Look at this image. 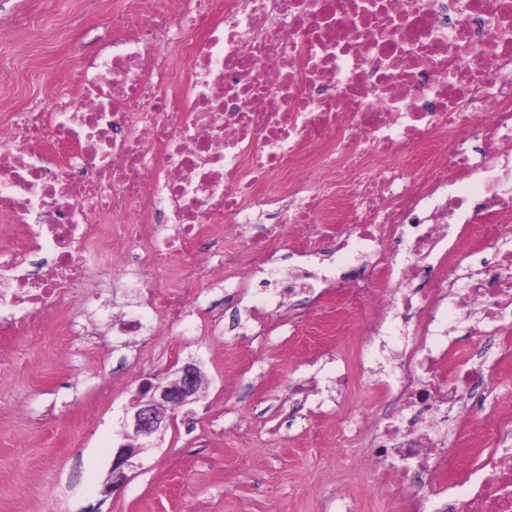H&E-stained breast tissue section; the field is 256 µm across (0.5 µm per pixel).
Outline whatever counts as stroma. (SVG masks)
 <instances>
[{
    "instance_id": "1",
    "label": "stroma",
    "mask_w": 512,
    "mask_h": 512,
    "mask_svg": "<svg viewBox=\"0 0 512 512\" xmlns=\"http://www.w3.org/2000/svg\"><path fill=\"white\" fill-rule=\"evenodd\" d=\"M117 0H0V26L39 14L41 39L0 43V113L76 82L79 62L112 33ZM277 275L225 271L188 311L186 327L146 345L105 337L97 346L49 336L0 368V512H401L380 473L356 467L338 444L345 413L367 418L384 400L399 336L359 351L337 335L332 291L287 290ZM115 316L155 321L146 289L95 267L88 281ZM108 365H100L101 356ZM197 363V401L177 411L157 447L136 456L128 482L107 492L122 423L145 380H167Z\"/></svg>"
}]
</instances>
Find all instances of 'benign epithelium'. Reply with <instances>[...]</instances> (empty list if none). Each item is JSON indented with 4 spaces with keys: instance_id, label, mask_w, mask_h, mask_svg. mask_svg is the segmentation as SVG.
Returning <instances> with one entry per match:
<instances>
[{
    "instance_id": "benign-epithelium-1",
    "label": "benign epithelium",
    "mask_w": 512,
    "mask_h": 512,
    "mask_svg": "<svg viewBox=\"0 0 512 512\" xmlns=\"http://www.w3.org/2000/svg\"><path fill=\"white\" fill-rule=\"evenodd\" d=\"M199 382L200 368L186 363L174 378L150 381L138 392L137 408L127 422L129 443L121 445L112 459L110 487L118 488L127 481L128 472L134 467L132 458L166 430L171 414L197 400Z\"/></svg>"
}]
</instances>
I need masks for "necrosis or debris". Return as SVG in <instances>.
Masks as SVG:
<instances>
[{
	"mask_svg": "<svg viewBox=\"0 0 512 512\" xmlns=\"http://www.w3.org/2000/svg\"><path fill=\"white\" fill-rule=\"evenodd\" d=\"M112 25L76 91L0 114V367L52 328L87 335L94 257L175 330L236 261L212 226L257 225L254 273L324 237L375 260L342 285L382 309L360 348L448 309L471 322L468 344L395 353L385 423L347 417L366 469L406 504L512 512V414L465 405L512 361V0H123ZM476 224L487 258L465 275Z\"/></svg>",
	"mask_w": 512,
	"mask_h": 512,
	"instance_id": "4bbe7bcc",
	"label": "necrosis or debris"
}]
</instances>
